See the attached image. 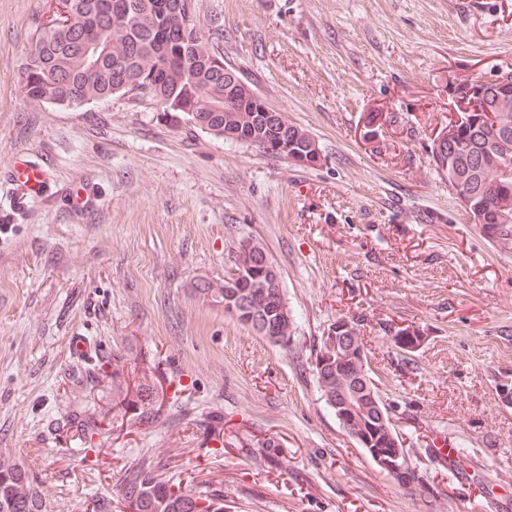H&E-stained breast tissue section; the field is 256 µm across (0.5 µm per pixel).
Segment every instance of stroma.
I'll return each instance as SVG.
<instances>
[{
  "instance_id": "stroma-1",
  "label": "stroma",
  "mask_w": 512,
  "mask_h": 512,
  "mask_svg": "<svg viewBox=\"0 0 512 512\" xmlns=\"http://www.w3.org/2000/svg\"><path fill=\"white\" fill-rule=\"evenodd\" d=\"M194 3L323 160L216 138L147 98L31 103L18 76L46 0H0V457L50 512H126L137 462L219 492L224 512H512V406L495 388L512 376V246L431 164L450 83L512 70V0ZM18 158L48 173L23 207ZM84 181L95 195L77 212ZM246 242L281 271L289 348L193 293ZM342 316L361 320L416 484L381 472L320 396L310 361ZM385 322L418 328L420 348H396ZM117 365L130 391L149 386L152 423L114 408ZM448 448L466 454L454 465Z\"/></svg>"
}]
</instances>
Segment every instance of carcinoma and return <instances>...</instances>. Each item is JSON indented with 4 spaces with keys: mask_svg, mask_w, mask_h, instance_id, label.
I'll use <instances>...</instances> for the list:
<instances>
[{
    "mask_svg": "<svg viewBox=\"0 0 512 512\" xmlns=\"http://www.w3.org/2000/svg\"><path fill=\"white\" fill-rule=\"evenodd\" d=\"M114 0H57L66 17L51 20L40 17L32 46L19 73L25 98L33 103L64 98L75 107L88 101H108L122 80L139 74L154 75L156 86L150 99L163 109L168 101L190 89L197 100L224 102V71H240L231 65L212 69L206 60L224 55L210 45L195 24L193 0H182L189 11L191 30L182 32L183 21L158 11L159 0H123L125 8L112 13ZM93 31L109 52L102 59L85 56L80 36ZM505 89L495 103V121L487 123L483 104L468 111L456 109L448 121L455 138L448 143L446 156L433 161L435 169L448 176L454 195L457 174L473 171L465 211L486 235L503 244L512 241V78L504 80ZM193 127L216 138H224V122L239 131L247 141L257 128L251 112H226L224 108L201 107L187 116ZM234 270L243 275L234 288L224 282H207L198 289L216 303L234 300L255 311L266 327L263 335L272 344L291 341L292 317L280 285V270L268 256L248 255L240 248L233 261ZM346 349L330 365L320 366L326 339H321L312 372L321 398L334 411L337 422L371 459L378 457L400 465L406 463V449L390 422H381L369 413L354 411L341 419L333 404L341 401L345 389L366 382L375 390L368 360L360 359L365 346L358 320L349 319ZM121 496L136 494L137 512H224V499L214 493L205 495L172 489L159 468L139 462L129 468L120 485ZM0 512H46V504L25 470L6 459L0 460Z\"/></svg>",
    "mask_w": 512,
    "mask_h": 512,
    "instance_id": "carcinoma-1",
    "label": "carcinoma"
}]
</instances>
